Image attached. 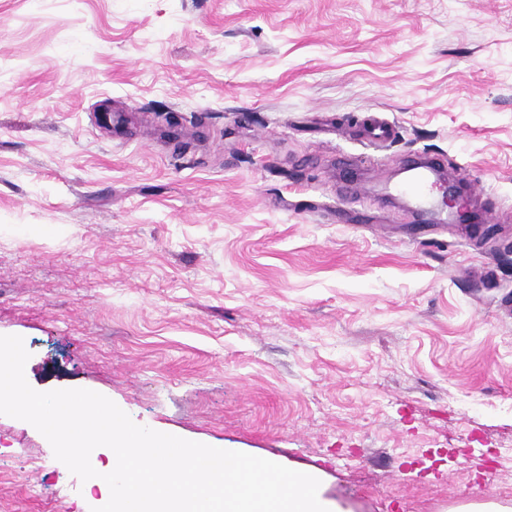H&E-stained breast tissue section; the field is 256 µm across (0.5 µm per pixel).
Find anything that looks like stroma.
Instances as JSON below:
<instances>
[{"label":"stroma","instance_id":"1","mask_svg":"<svg viewBox=\"0 0 512 512\" xmlns=\"http://www.w3.org/2000/svg\"><path fill=\"white\" fill-rule=\"evenodd\" d=\"M431 156L480 232L387 196ZM506 294L512 0H0V335L35 390L343 512H512ZM0 441V512L106 504L28 422Z\"/></svg>","mask_w":512,"mask_h":512}]
</instances>
